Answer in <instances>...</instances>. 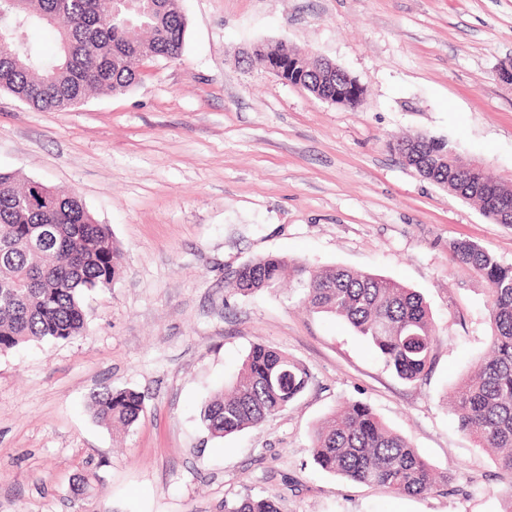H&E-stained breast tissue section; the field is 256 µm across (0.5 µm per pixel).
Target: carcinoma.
I'll return each mask as SVG.
<instances>
[{
	"mask_svg": "<svg viewBox=\"0 0 512 512\" xmlns=\"http://www.w3.org/2000/svg\"><path fill=\"white\" fill-rule=\"evenodd\" d=\"M62 22L58 52L45 55L29 29ZM187 18L181 0H0V90L42 111L68 112L91 92H125L137 84L146 59L182 54ZM302 88L323 96L356 78L307 61ZM408 166L460 198L477 202L484 215L512 221V187L450 157L435 138L402 139ZM454 259L488 286L491 354L452 389L458 427L480 448L497 454L502 478L512 484V265L480 245L450 243ZM121 251L110 227L98 223L73 191L0 171V354L44 339L73 340L85 333V295L112 288ZM294 277L310 310L339 318L363 336L397 376L416 382L434 361L436 333L424 298L386 277L343 267L312 272L299 261L268 255L235 274L233 288L253 293ZM311 381L308 368L287 353L251 345L235 378L201 411L213 438L258 429L285 410ZM90 410L100 422L128 432L144 416V397L133 389L103 386ZM312 453L323 471L349 481L416 496L448 484L400 434L365 403L344 402L312 432ZM97 475H80L72 493L92 496ZM224 512H282L274 496H247Z\"/></svg>",
	"mask_w": 512,
	"mask_h": 512,
	"instance_id": "obj_1",
	"label": "carcinoma"
}]
</instances>
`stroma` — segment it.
<instances>
[{
	"label": "stroma",
	"instance_id": "1",
	"mask_svg": "<svg viewBox=\"0 0 512 512\" xmlns=\"http://www.w3.org/2000/svg\"><path fill=\"white\" fill-rule=\"evenodd\" d=\"M180 59L147 60L123 94L43 112L0 92V169L74 191L123 251L111 289L84 299L86 332L0 354V512H224L255 494L283 512H504L512 485L459 431L446 396L490 346L485 282L448 246L512 264V225L405 165L394 139L447 141L512 186V0H182ZM283 43L364 86L347 109L251 64ZM270 254L393 279L425 299L429 375L400 380L344 321L289 286L249 295L241 266ZM305 365L304 394L262 428L212 438L200 411L251 344ZM132 388L129 432L89 409ZM368 404L449 485L398 496L320 470L311 431ZM99 477L87 507L75 476Z\"/></svg>",
	"mask_w": 512,
	"mask_h": 512
}]
</instances>
